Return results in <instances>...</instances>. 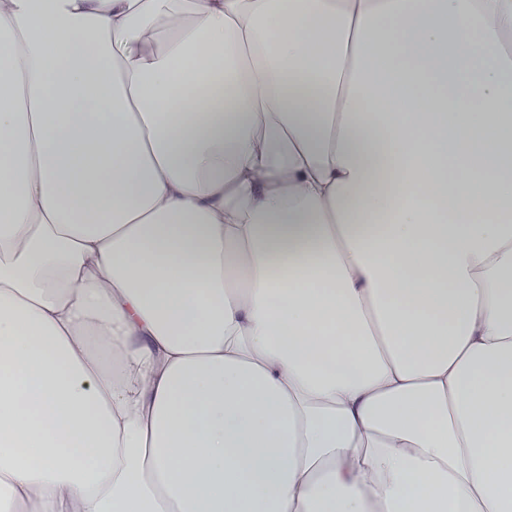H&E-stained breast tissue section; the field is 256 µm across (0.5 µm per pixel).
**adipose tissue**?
I'll return each mask as SVG.
<instances>
[{"mask_svg": "<svg viewBox=\"0 0 512 512\" xmlns=\"http://www.w3.org/2000/svg\"><path fill=\"white\" fill-rule=\"evenodd\" d=\"M0 351V512H512V0H0Z\"/></svg>", "mask_w": 512, "mask_h": 512, "instance_id": "ef3b65f1", "label": "adipose tissue"}]
</instances>
